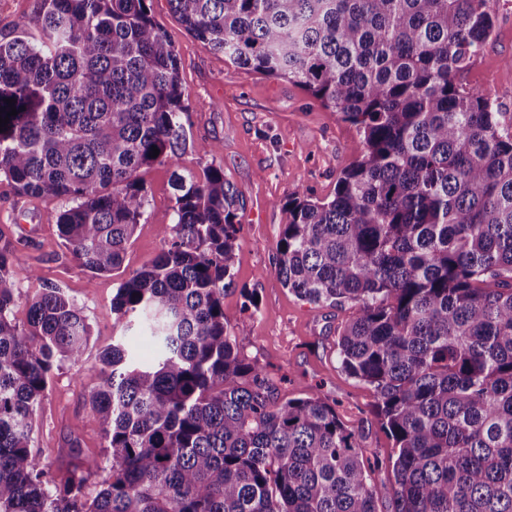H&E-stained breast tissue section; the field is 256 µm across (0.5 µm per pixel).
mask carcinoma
Here are the masks:
<instances>
[{
	"label": "carcinoma",
	"mask_w": 512,
	"mask_h": 512,
	"mask_svg": "<svg viewBox=\"0 0 512 512\" xmlns=\"http://www.w3.org/2000/svg\"><path fill=\"white\" fill-rule=\"evenodd\" d=\"M150 2L42 0L0 31V176L67 202L60 236L93 275L121 266L145 219L140 171L214 150L188 140L178 54ZM168 2L195 38L363 137L332 199L284 204L276 272L302 300L356 307L338 357L373 392L394 481L372 477L382 462L334 405L274 397L241 352L224 320L240 199L210 164L173 173L164 248L112 297L113 326L157 350L100 352L86 402L104 455L69 439L60 484L32 419L91 328L57 286L18 322L15 284L34 272L0 246V512H512V114L461 82L493 34L489 0Z\"/></svg>",
	"instance_id": "carcinoma-1"
}]
</instances>
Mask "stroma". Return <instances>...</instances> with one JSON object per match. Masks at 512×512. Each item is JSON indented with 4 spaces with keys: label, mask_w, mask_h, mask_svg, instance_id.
<instances>
[{
    "label": "stroma",
    "mask_w": 512,
    "mask_h": 512,
    "mask_svg": "<svg viewBox=\"0 0 512 512\" xmlns=\"http://www.w3.org/2000/svg\"><path fill=\"white\" fill-rule=\"evenodd\" d=\"M491 5L494 33L463 81L482 89L500 111L512 113V0ZM151 10L178 52L190 137L212 144L215 152L208 156L190 148L170 164L141 171L149 200L146 221L138 225L122 267L92 276L58 236L63 199L20 197L0 178V232L12 241L20 263L35 273L18 284L17 320H24L28 301L40 288L57 286L82 307L91 326L81 362L63 364L52 374L33 417L32 448L42 461L56 462L73 434L87 455L101 456L99 419L85 395L97 383L100 351L112 343V298L130 272L164 246L160 227L174 221L173 171L198 173L214 163L243 201L236 218L241 233L233 284L224 294V318L243 333V354L265 368L279 399L320 392L361 436L366 456L388 459L393 442L376 418L373 393L347 375L338 359V332L355 307L301 300L275 271L276 243L287 222L283 203L301 189L315 199L332 197L341 172L363 153L360 134L302 88L238 67L211 50L184 29L168 0H152ZM245 289L258 298L255 313L241 310Z\"/></svg>",
    "instance_id": "obj_1"
}]
</instances>
